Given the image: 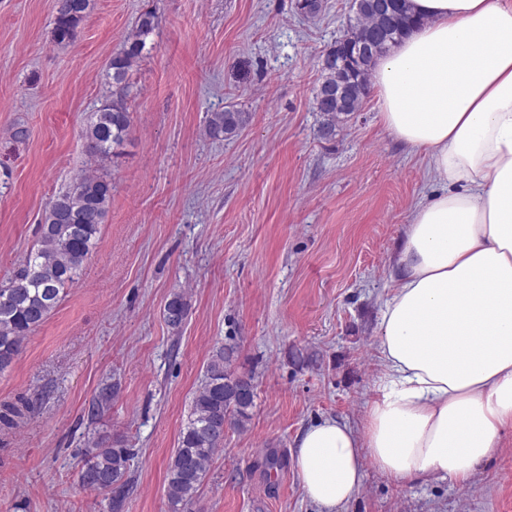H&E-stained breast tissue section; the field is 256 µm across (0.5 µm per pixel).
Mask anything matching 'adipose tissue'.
I'll return each mask as SVG.
<instances>
[{"mask_svg": "<svg viewBox=\"0 0 512 512\" xmlns=\"http://www.w3.org/2000/svg\"><path fill=\"white\" fill-rule=\"evenodd\" d=\"M407 7L421 23L376 62L378 115L438 189L404 226L363 428L328 417L295 439L319 512H339L369 462L468 483L512 430V0Z\"/></svg>", "mask_w": 512, "mask_h": 512, "instance_id": "1", "label": "adipose tissue"}]
</instances>
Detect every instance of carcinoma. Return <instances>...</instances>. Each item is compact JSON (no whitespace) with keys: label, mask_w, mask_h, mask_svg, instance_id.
I'll use <instances>...</instances> for the list:
<instances>
[{"label":"carcinoma","mask_w":512,"mask_h":512,"mask_svg":"<svg viewBox=\"0 0 512 512\" xmlns=\"http://www.w3.org/2000/svg\"><path fill=\"white\" fill-rule=\"evenodd\" d=\"M92 8V0H56L53 26L55 42L75 41L78 28ZM393 17L379 14L375 0H352L347 32L336 39L330 54L340 63L320 68L315 109L322 114L321 137L336 136V126L361 110L370 91L372 68L377 57L362 49L364 41L383 35L386 46L398 42L414 20L405 0H392ZM158 26V16L145 10L123 49L112 56L106 81L112 85V100L89 114L85 125V146L100 162L112 157L114 147L131 133L130 112L124 100L129 92L133 62L149 51L147 40ZM343 88L346 106L331 101L319 104L324 88ZM249 122V114L232 106L214 112L208 120V135L217 140L236 136ZM112 200V180L106 174H80L69 188L49 202L31 250L18 263L11 277L0 281V372L19 356L26 336L39 327L59 305L80 277L84 262L98 241L100 226L106 220ZM190 310L187 293L170 295L163 315L167 325L178 331ZM236 346H217L211 352L204 382L194 396L178 447L167 471V496L173 512H188L195 503L207 466L214 452L224 445L223 426L243 428L254 405L255 385L250 375L233 369ZM130 454L127 449L101 437L93 442L91 459L80 473L88 489L105 493L118 491L113 508L129 488Z\"/></svg>","instance_id":"1"}]
</instances>
